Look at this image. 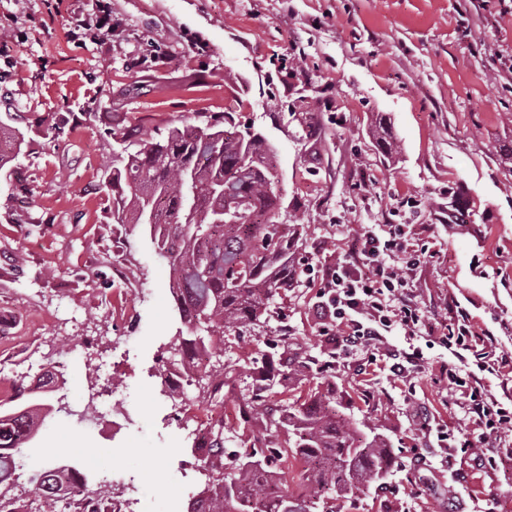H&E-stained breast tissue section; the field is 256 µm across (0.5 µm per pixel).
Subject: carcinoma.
I'll return each instance as SVG.
<instances>
[{"instance_id": "cac0c4a2", "label": "carcinoma", "mask_w": 512, "mask_h": 512, "mask_svg": "<svg viewBox=\"0 0 512 512\" xmlns=\"http://www.w3.org/2000/svg\"><path fill=\"white\" fill-rule=\"evenodd\" d=\"M121 141L135 150L112 176V218L143 224L170 271V287L187 333L173 337L170 358L203 356L206 364L189 381L197 397L224 402V331L251 329L270 312L302 235L276 220L279 170L272 146L240 128L233 115L170 128L158 140L122 128ZM251 357L239 372L251 380L239 404L251 437L224 460V416L212 423L211 455L203 461V512H340L336 501H353L362 488L385 478L389 449L376 434L362 439L336 411L335 398L310 387L279 416L266 393L279 384L280 369ZM42 404L0 401V509L14 495V443L37 436ZM305 463L302 491L288 495L287 459ZM35 512H66V496L82 488L55 486L41 471L32 478Z\"/></svg>"}]
</instances>
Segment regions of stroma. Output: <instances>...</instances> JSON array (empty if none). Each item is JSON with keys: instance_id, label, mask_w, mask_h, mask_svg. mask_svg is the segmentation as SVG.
Returning a JSON list of instances; mask_svg holds the SVG:
<instances>
[{"instance_id": "stroma-1", "label": "stroma", "mask_w": 512, "mask_h": 512, "mask_svg": "<svg viewBox=\"0 0 512 512\" xmlns=\"http://www.w3.org/2000/svg\"><path fill=\"white\" fill-rule=\"evenodd\" d=\"M108 2V35L78 42L71 20L97 15L98 0H0L12 21L0 39V128L24 136L0 167V308L11 313L0 367L33 353L64 364L73 397L61 408L45 389L49 415L19 455L16 491L78 457L93 472L88 487L108 476L140 512H183V488L205 481L195 426L223 412L224 446L238 448L243 376L225 382L223 409L191 396L170 415L158 371L184 324L145 226L113 223L110 184L125 157L113 128L160 139L171 125L229 112L273 145L280 218L298 224L303 245L299 277L274 298L270 321L240 338L225 332V364L284 350L329 362L318 381L394 458L342 512H512V426L497 465L480 467L463 445L472 431L461 389L427 371L403 381L386 358L321 334L327 268L344 260L354 231L400 224L412 249L435 253L409 281L430 330L393 328L386 347L446 356L439 338L458 304L475 331L512 348V0ZM379 117L400 147L387 161ZM457 198L472 218L452 234ZM117 266L123 279L112 277ZM101 356L112 360L113 405L133 415L116 437L78 414Z\"/></svg>"}]
</instances>
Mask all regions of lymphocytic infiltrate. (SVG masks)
Wrapping results in <instances>:
<instances>
[{
	"label": "lymphocytic infiltrate",
	"instance_id": "1",
	"mask_svg": "<svg viewBox=\"0 0 512 512\" xmlns=\"http://www.w3.org/2000/svg\"><path fill=\"white\" fill-rule=\"evenodd\" d=\"M426 254L409 253L397 225H386L382 234L363 232L353 237L346 258L330 267L322 282L330 317L340 320L342 340L352 350H377L392 327L419 334L424 311L416 295L405 285L414 268L425 262ZM470 315L457 308L442 342L446 348L471 352L481 370L495 373L512 365V353L504 349L492 333L472 330ZM469 421L482 426L483 460L496 462V446L501 425L512 419L500 402L483 397L480 382H473L464 406Z\"/></svg>",
	"mask_w": 512,
	"mask_h": 512
}]
</instances>
